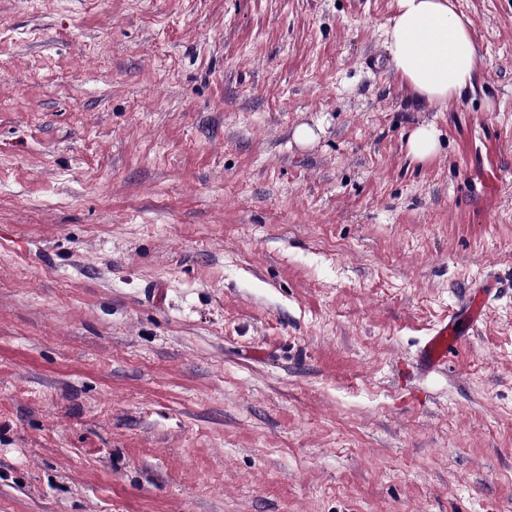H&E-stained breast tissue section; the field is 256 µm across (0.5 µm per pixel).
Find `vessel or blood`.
<instances>
[{"instance_id": "1", "label": "vessel or blood", "mask_w": 512, "mask_h": 512, "mask_svg": "<svg viewBox=\"0 0 512 512\" xmlns=\"http://www.w3.org/2000/svg\"><path fill=\"white\" fill-rule=\"evenodd\" d=\"M487 300V295L469 292L456 310L449 312L432 327L417 352V369L425 374L444 369L449 355L462 344L466 330L481 321Z\"/></svg>"}]
</instances>
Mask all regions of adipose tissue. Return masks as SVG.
Here are the masks:
<instances>
[{
  "mask_svg": "<svg viewBox=\"0 0 512 512\" xmlns=\"http://www.w3.org/2000/svg\"><path fill=\"white\" fill-rule=\"evenodd\" d=\"M386 49L402 82L440 106L472 87L479 56L473 22L452 0H396Z\"/></svg>",
  "mask_w": 512,
  "mask_h": 512,
  "instance_id": "1",
  "label": "adipose tissue"
}]
</instances>
